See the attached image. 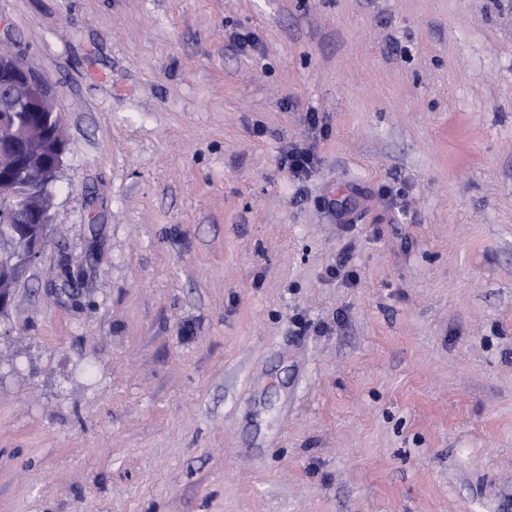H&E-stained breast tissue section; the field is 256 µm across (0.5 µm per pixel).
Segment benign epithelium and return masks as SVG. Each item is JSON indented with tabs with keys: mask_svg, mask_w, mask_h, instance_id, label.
I'll return each mask as SVG.
<instances>
[{
	"mask_svg": "<svg viewBox=\"0 0 512 512\" xmlns=\"http://www.w3.org/2000/svg\"><path fill=\"white\" fill-rule=\"evenodd\" d=\"M69 145L48 79L21 55L0 49V208L22 243L21 251L0 256V316L45 250L53 188Z\"/></svg>",
	"mask_w": 512,
	"mask_h": 512,
	"instance_id": "benign-epithelium-1",
	"label": "benign epithelium"
}]
</instances>
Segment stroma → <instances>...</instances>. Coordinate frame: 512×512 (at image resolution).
<instances>
[{"label":"stroma","instance_id":"1","mask_svg":"<svg viewBox=\"0 0 512 512\" xmlns=\"http://www.w3.org/2000/svg\"><path fill=\"white\" fill-rule=\"evenodd\" d=\"M0 48L72 142L0 512H512V0H0ZM281 165L297 180L308 178L319 162L314 145L301 147L294 143L288 152L280 158Z\"/></svg>","mask_w":512,"mask_h":512}]
</instances>
